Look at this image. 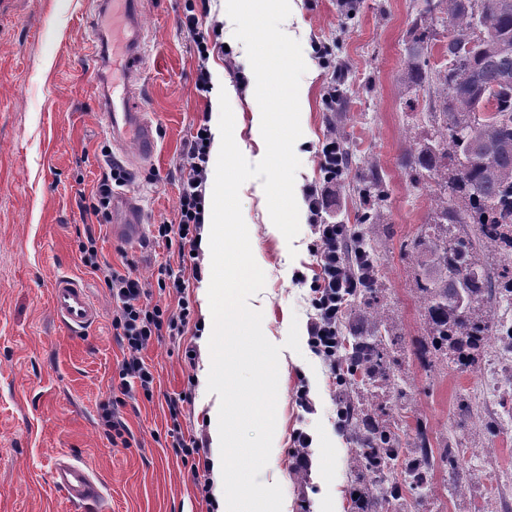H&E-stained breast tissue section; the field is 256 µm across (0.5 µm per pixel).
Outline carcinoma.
<instances>
[{
  "label": "carcinoma",
  "mask_w": 512,
  "mask_h": 512,
  "mask_svg": "<svg viewBox=\"0 0 512 512\" xmlns=\"http://www.w3.org/2000/svg\"><path fill=\"white\" fill-rule=\"evenodd\" d=\"M504 0H424L419 18L421 33L408 48L409 78L419 87L429 84L423 69L430 34L440 5L453 30L445 52L455 59L454 49L469 47L458 66L438 72L442 92L436 101L442 123L430 142L417 149L418 179L437 187L430 220L413 260L417 286L432 333L435 350L451 352L465 368L489 347L498 326L500 302H512V5ZM487 26L475 30V19ZM460 224L473 225V235L462 237ZM363 264L357 276L376 282L378 270L373 249L360 231L352 229ZM375 328L367 336L356 335L346 360L350 377L361 381L381 378L392 381L389 352L392 329L378 311L369 313ZM358 436L360 462L385 468L398 458L391 429L379 424L364 409L349 419ZM424 496L431 492L425 482H407L404 473L394 479Z\"/></svg>",
  "instance_id": "obj_1"
}]
</instances>
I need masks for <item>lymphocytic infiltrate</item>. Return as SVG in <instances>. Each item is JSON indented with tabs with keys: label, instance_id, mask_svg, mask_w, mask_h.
I'll list each match as a JSON object with an SVG mask.
<instances>
[{
	"label": "lymphocytic infiltrate",
	"instance_id": "lymphocytic-infiltrate-1",
	"mask_svg": "<svg viewBox=\"0 0 512 512\" xmlns=\"http://www.w3.org/2000/svg\"><path fill=\"white\" fill-rule=\"evenodd\" d=\"M207 130V124H199L186 155L187 175L179 196L178 223L157 227L159 239L189 247L194 252L200 249L205 220L204 195L212 143ZM320 155L325 186L306 191L309 210L317 218L313 225L312 253L319 268L310 284L309 303L314 314L308 323V343L315 355L332 363L336 360V325L358 281L349 267L356 248L346 225L319 218L328 194L335 191L337 182L348 169V156L332 137L323 143ZM79 254L83 266L102 273L109 288L114 305L112 325L125 351L118 371L121 394L132 400L140 395L151 397L154 377L141 353L153 337L181 335L192 316L189 300H179L173 310L148 303L147 289L140 276L134 269L122 273L103 262L95 238H87L80 244Z\"/></svg>",
	"mask_w": 512,
	"mask_h": 512
}]
</instances>
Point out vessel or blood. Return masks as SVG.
Masks as SVG:
<instances>
[{"label": "vessel or blood", "instance_id": "1", "mask_svg": "<svg viewBox=\"0 0 512 512\" xmlns=\"http://www.w3.org/2000/svg\"><path fill=\"white\" fill-rule=\"evenodd\" d=\"M99 15H119L126 26L127 80L121 94L111 92L108 84H101L98 106L105 127L114 142H134L142 159H150L156 151V129L150 120L145 102L136 91L144 72L142 52L144 34L139 22L138 0H94ZM113 210L124 213L123 222L113 224L116 238L133 241L142 231L141 216L136 200L120 194L112 200ZM52 312L58 322L71 334L79 335L88 330L98 319V307L87 289L78 280L61 276L51 288ZM52 482L64 491L68 499L78 505L99 500L103 495V484L83 463L62 457L51 468Z\"/></svg>", "mask_w": 512, "mask_h": 512}]
</instances>
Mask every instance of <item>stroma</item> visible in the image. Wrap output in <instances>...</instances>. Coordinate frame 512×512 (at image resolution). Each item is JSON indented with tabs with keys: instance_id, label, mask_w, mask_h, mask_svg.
Returning a JSON list of instances; mask_svg holds the SVG:
<instances>
[{
	"instance_id": "35a3bbf8",
	"label": "stroma",
	"mask_w": 512,
	"mask_h": 512,
	"mask_svg": "<svg viewBox=\"0 0 512 512\" xmlns=\"http://www.w3.org/2000/svg\"><path fill=\"white\" fill-rule=\"evenodd\" d=\"M290 7L289 28L307 65L295 144L301 166L294 242L269 232L260 180L240 189L252 252L266 276L249 304L262 312L266 338L282 348L276 430L259 480L281 485L288 512H355L353 496L362 484L354 465L358 442L338 417L345 401L375 418L395 419L401 446L423 436L457 459L429 473L434 496L386 497L381 512H512V386L496 377L512 354L489 346L473 372L436 353L415 283L413 247L434 198L413 171L418 143L433 130V102L411 85L405 68L422 0H353L347 11L340 0H290ZM192 14L212 32L207 68L236 90L230 99L235 141L249 162H258L265 146L251 132L254 74L224 18V0H141L144 94L158 131L150 161L139 160L134 144L113 145L99 115L92 31L111 26V18L95 19L91 0H0V512H218L203 500L178 447L182 439L210 438L219 407L217 394L201 381L211 366L203 344L212 321L210 280H195L177 248L150 231L177 223L186 153L211 113L210 96L194 88L198 54L184 27ZM321 47L345 63L343 75L319 64ZM338 82L350 92L330 113L325 98ZM332 136L344 143L350 164L324 217L359 225L381 273L372 291L346 307L343 322L348 335L368 334V309H381L399 354L396 390L380 381L333 388L328 362L306 340L308 282L318 267L305 190L322 185L320 149ZM121 159L128 174L123 191L138 200L145 226L132 242L113 240L110 224L84 209ZM374 178L379 197L363 202L359 190ZM90 234L116 270L135 264L151 303L173 307L183 296L193 307L182 337L153 339L142 352L155 377L152 399L123 400L112 384L123 349L104 277L80 261L78 244ZM168 270L181 277L183 295L158 287ZM66 274L81 278L100 309L80 336L65 332L52 314L51 285ZM294 322L302 339L296 351L284 346ZM189 346L197 350L192 361L185 356ZM302 389L311 410L298 403ZM182 392L188 400L170 414L169 398ZM110 404L127 427V445L113 444L102 422ZM300 432L311 440L307 471L297 470L292 458ZM63 455L101 478V502L75 508L52 485L49 471Z\"/></svg>"
}]
</instances>
